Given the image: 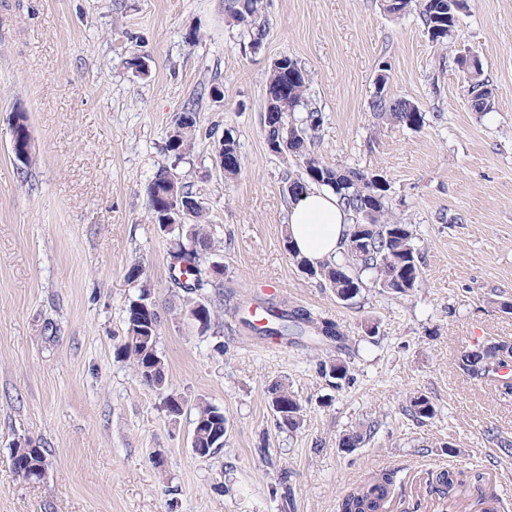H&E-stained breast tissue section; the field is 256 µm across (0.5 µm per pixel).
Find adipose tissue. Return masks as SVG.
Wrapping results in <instances>:
<instances>
[{"label": "adipose tissue", "mask_w": 512, "mask_h": 512, "mask_svg": "<svg viewBox=\"0 0 512 512\" xmlns=\"http://www.w3.org/2000/svg\"><path fill=\"white\" fill-rule=\"evenodd\" d=\"M349 225L347 211L331 191L311 186L290 202L288 236L294 249L312 264L339 254Z\"/></svg>", "instance_id": "obj_1"}]
</instances>
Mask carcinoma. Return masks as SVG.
Listing matches in <instances>:
<instances>
[{"label":"carcinoma","mask_w":512,"mask_h":512,"mask_svg":"<svg viewBox=\"0 0 512 512\" xmlns=\"http://www.w3.org/2000/svg\"><path fill=\"white\" fill-rule=\"evenodd\" d=\"M414 0H382L383 10L392 16H402L411 11ZM466 8V0H419V17L425 33L431 42L444 44L451 37ZM228 21L240 28L249 38L250 47L261 48L269 25L265 0H227L225 7ZM469 56L460 55L457 66L467 83L470 105L475 112H490L495 99V89L484 76L482 64L472 69L467 66ZM288 71V90L280 97L279 104L265 103L264 124L266 143L278 146L285 156L295 158L299 163V174H288L283 192L294 197L309 185L335 193L350 213V228L345 248L336 258L319 266L311 265L292 248L289 240L284 246L296 265L312 270L326 286L339 294L349 293L354 299L364 287L362 274H372L373 286L393 295H406L419 286L421 266L417 249L413 242L410 225L393 218L391 185L384 182L379 186L370 179L371 173L355 168H338L322 164L315 156L312 147L324 117L316 109L308 108V74L294 58L282 56L271 65L267 86L274 85L283 71ZM378 80L381 88L371 101L372 110L381 119L390 120L400 126L416 129L426 120V113L419 105L407 100H392L385 94L386 70H380ZM197 124L196 110L184 107L178 121L168 137L167 151L174 160L191 147V140ZM174 169L163 168L154 176L147 187L148 213L153 224H162L168 205V197L173 194L183 204L195 202L192 192L183 182L172 183ZM197 203V202H195ZM194 222L183 227H174L173 258L177 260L179 284L187 294H196L211 286L223 287L224 273L202 275L203 260L211 249V236L208 225L204 224V206L197 203L192 211ZM268 321L266 332L269 336H286L311 327L323 337L335 340L340 332L331 321L316 322L311 313L304 309L286 312L275 306L264 310ZM138 313L133 305L126 309V334L122 343L115 347L116 358L130 362L140 382L160 392L163 399L173 396L169 391L164 360L158 357L159 328L142 331L138 328ZM508 347L498 342H490L475 349L473 360L460 369L467 371V377L478 384H492L504 400L512 398V387L503 386L498 373L512 365L502 360ZM320 374L336 381V384L351 379L349 366L340 359L325 360L320 364ZM270 399L283 404L276 415L280 428L294 431L303 423L304 406L297 396L282 382L269 386ZM411 412L421 419H430L435 410L428 397L420 394L410 399ZM194 428L197 430V443L204 447L203 456L209 457L217 451V445L224 440L226 418L224 410L209 402L196 404ZM375 425L346 433L340 444H348L356 449L374 436ZM45 449H13V465L22 478L38 483L45 471ZM469 480L477 491L476 504L483 505L492 500L502 507L496 493L491 490L489 478L480 470L465 472L454 468L438 472L434 482L429 484V493L451 498L458 487ZM400 478L396 471L379 473L340 497L336 501V512H381L395 492Z\"/></svg>","instance_id":"cac0c4a2"}]
</instances>
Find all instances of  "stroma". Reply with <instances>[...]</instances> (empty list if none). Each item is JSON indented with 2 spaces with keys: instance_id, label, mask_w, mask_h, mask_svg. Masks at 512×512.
<instances>
[{
  "instance_id": "35a3bbf8",
  "label": "stroma",
  "mask_w": 512,
  "mask_h": 512,
  "mask_svg": "<svg viewBox=\"0 0 512 512\" xmlns=\"http://www.w3.org/2000/svg\"><path fill=\"white\" fill-rule=\"evenodd\" d=\"M263 46L229 25L225 0H0V512H334L336 498L385 470L424 482L448 468L490 473L512 504V401L475 385L461 355L512 343V0H468L450 44H433L418 11L392 17L381 0H270ZM196 41H187L188 32ZM476 55L496 87L473 111L454 57ZM296 58L309 104L323 112L322 164L384 176L393 212L413 230L422 281L406 296L367 286L352 302L309 276L283 247L293 158L269 151L263 116L272 62ZM148 74L129 68L130 58ZM386 92L427 113L412 130L370 108L381 63ZM216 86L220 98L208 95ZM198 99L193 146L166 150L175 120ZM29 117L31 161L10 150V119ZM241 169L225 177V130ZM176 166L206 207L211 261L224 294H185L174 280L172 234L151 223L146 189ZM143 283L129 281L133 264ZM148 286L162 318L158 351L178 418L113 351L124 310ZM204 303L222 333L187 312ZM303 308L335 322L340 348L311 334L264 336L260 308ZM338 358L350 383L319 363ZM287 383L304 421L279 428L269 386ZM433 402L417 421L410 396ZM221 407L224 446L193 454L198 401ZM374 423L347 452L343 434ZM46 448L42 481L19 476L12 450ZM164 469L152 463L156 455Z\"/></svg>"
}]
</instances>
